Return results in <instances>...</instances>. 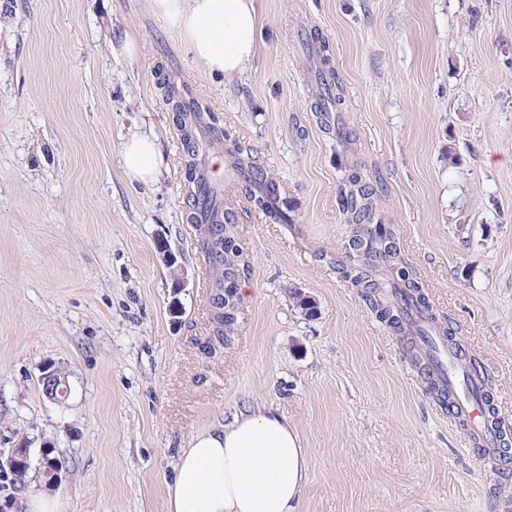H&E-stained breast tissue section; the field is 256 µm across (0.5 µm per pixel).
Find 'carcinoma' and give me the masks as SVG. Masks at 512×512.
<instances>
[{"mask_svg": "<svg viewBox=\"0 0 512 512\" xmlns=\"http://www.w3.org/2000/svg\"><path fill=\"white\" fill-rule=\"evenodd\" d=\"M320 93L315 105L317 112L337 110L343 104V87L339 78L328 70L318 71ZM204 106L186 98L175 104L173 120L184 135L186 152L197 154V140L192 134ZM234 167L239 172L236 190L253 209L276 224L291 223L288 210L274 204L279 186L268 181L265 188H257V175L263 171L255 165L250 148L237 144L232 151ZM187 177L193 185L190 191L188 219L198 231L196 249L213 273L210 307L214 315V335L222 337V346L232 343L238 326V307L223 303L227 281L241 277L244 268L238 262L242 246L238 236L227 239L224 228L236 227L237 218L232 209L224 210V223L207 224L200 219L208 206V197L201 186L194 163H189ZM341 207L350 225L347 253L350 261L336 260V272L352 285L362 289V296L378 319L393 333L407 341L408 356L427 376L430 394L444 406L457 400L455 389L441 374H432L434 356H423L417 340L436 347V344L454 355L461 352L453 331L433 312L428 296L412 266L401 252L398 229L382 221L377 211L376 192L361 176L354 173L341 193ZM468 372L481 382V392L489 413L490 426H496L492 383L482 362L469 359Z\"/></svg>", "mask_w": 512, "mask_h": 512, "instance_id": "carcinoma-1", "label": "carcinoma"}]
</instances>
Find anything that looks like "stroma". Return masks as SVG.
Instances as JSON below:
<instances>
[{
    "instance_id": "1",
    "label": "stroma",
    "mask_w": 512,
    "mask_h": 512,
    "mask_svg": "<svg viewBox=\"0 0 512 512\" xmlns=\"http://www.w3.org/2000/svg\"><path fill=\"white\" fill-rule=\"evenodd\" d=\"M254 65L203 72L148 0H0V453L49 447L62 482L0 475V512H165L177 455L246 406L300 432L299 512H512L406 346L337 273L349 175L374 187L434 312L493 379L512 437V0H258ZM327 46L344 94L315 112ZM134 36L136 61L111 45ZM286 191L275 224L240 196L245 273L232 344L208 356L211 279L187 221L185 153L159 73ZM155 129L158 180H129L124 137ZM201 161L230 140L201 128ZM175 265H168L166 255ZM315 304L299 309L294 293ZM179 316H172V307ZM69 393L45 398L46 365Z\"/></svg>"
}]
</instances>
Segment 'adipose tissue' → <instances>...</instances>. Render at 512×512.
Masks as SVG:
<instances>
[{"label":"adipose tissue","mask_w":512,"mask_h":512,"mask_svg":"<svg viewBox=\"0 0 512 512\" xmlns=\"http://www.w3.org/2000/svg\"><path fill=\"white\" fill-rule=\"evenodd\" d=\"M177 28L188 52L213 77L243 73L258 51L256 0H150ZM129 179L156 181L162 165L154 130L131 133L120 151ZM298 430L271 410L234 413L219 428L193 436L167 486L166 512H298L309 475Z\"/></svg>","instance_id":"obj_1"}]
</instances>
